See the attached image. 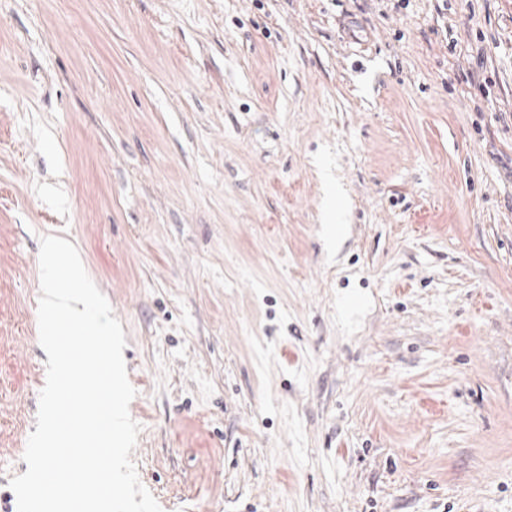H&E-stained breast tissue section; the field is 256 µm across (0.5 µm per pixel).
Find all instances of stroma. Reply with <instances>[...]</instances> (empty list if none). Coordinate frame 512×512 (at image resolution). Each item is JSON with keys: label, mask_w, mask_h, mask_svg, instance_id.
Here are the masks:
<instances>
[{"label": "stroma", "mask_w": 512, "mask_h": 512, "mask_svg": "<svg viewBox=\"0 0 512 512\" xmlns=\"http://www.w3.org/2000/svg\"><path fill=\"white\" fill-rule=\"evenodd\" d=\"M439 2L0 0V512L48 234L162 512H512V0Z\"/></svg>", "instance_id": "stroma-1"}]
</instances>
